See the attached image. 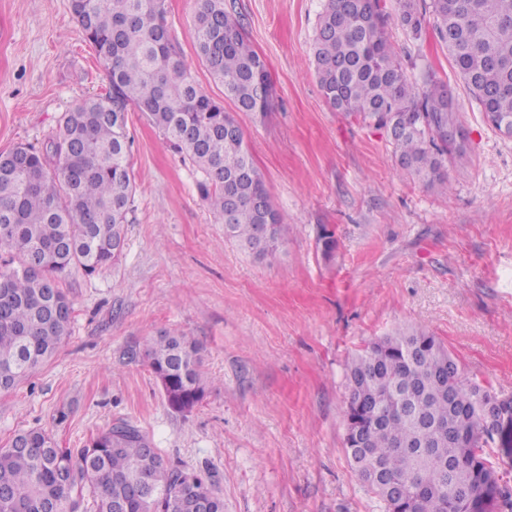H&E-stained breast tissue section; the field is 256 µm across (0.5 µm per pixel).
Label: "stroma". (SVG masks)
Returning <instances> with one entry per match:
<instances>
[{"mask_svg":"<svg viewBox=\"0 0 512 512\" xmlns=\"http://www.w3.org/2000/svg\"><path fill=\"white\" fill-rule=\"evenodd\" d=\"M324 0H234L274 87L265 112L237 111L199 61V0H167L170 36L195 83L244 132L288 226L274 256L226 240L200 172L138 111L122 259L72 271L69 336L33 376L0 392V447L31 428L82 447L119 419L164 459L211 472L224 512H381L344 448L346 369L398 328L437 336L464 378L512 396V136L493 129L431 23L390 24L408 76L447 83L469 141L450 194L401 175L385 131L332 109L313 39ZM108 89L69 0H0V154L42 148L63 112ZM201 346L209 379L190 412L168 405L145 358L162 332Z\"/></svg>","mask_w":512,"mask_h":512,"instance_id":"1","label":"stroma"}]
</instances>
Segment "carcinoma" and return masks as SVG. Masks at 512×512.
I'll return each mask as SVG.
<instances>
[{"label":"carcinoma","instance_id":"obj_1","mask_svg":"<svg viewBox=\"0 0 512 512\" xmlns=\"http://www.w3.org/2000/svg\"><path fill=\"white\" fill-rule=\"evenodd\" d=\"M80 31L105 66L107 93L62 113L43 150L0 154V391L14 390L69 335L75 308L63 281L117 263L134 191L127 114L136 109L201 172L200 189L224 221V237L255 257L273 255L285 224L273 206L244 133L224 104L203 93L172 42L166 0H70ZM399 24L418 36L426 16L469 94L496 127L512 124V0H397ZM382 0H325L314 40V72L338 112L378 129L391 125L397 170L450 192L448 160L466 146L445 85L405 74ZM197 54L240 112H265L272 84L243 23L224 0H200ZM201 347L175 331L144 355L170 407L204 397ZM345 417L359 439L347 454L383 512H512V492L485 452L483 415L500 403V438L512 455V398L462 377L444 343L398 329L370 341L347 369ZM0 448V512H194L206 482L190 484L138 427L118 422L81 448L49 433L19 434Z\"/></svg>","mask_w":512,"mask_h":512}]
</instances>
